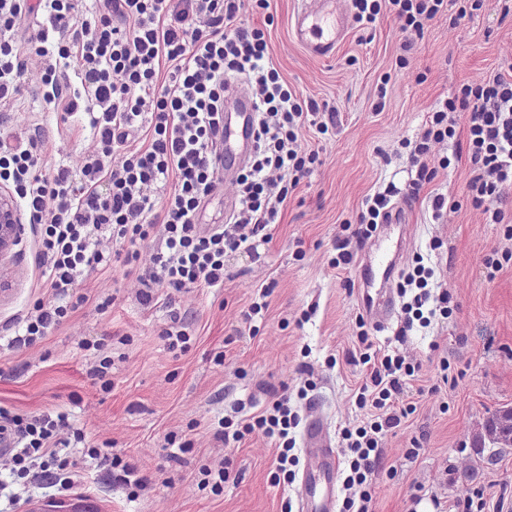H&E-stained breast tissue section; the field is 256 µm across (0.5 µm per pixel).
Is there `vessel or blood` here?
<instances>
[{"label":"vessel or blood","instance_id":"1","mask_svg":"<svg viewBox=\"0 0 512 512\" xmlns=\"http://www.w3.org/2000/svg\"><path fill=\"white\" fill-rule=\"evenodd\" d=\"M350 26L348 16L338 13L334 0H303L292 18L296 42L311 57L326 59L335 55ZM225 104L235 111L224 120V140L220 145V170L228 173L243 164L251 153L256 105L252 98L231 86ZM396 266L393 244L387 232H379L373 260L363 267L362 284L368 292L362 308L373 326L385 329L395 311L388 281ZM304 463L299 478L297 512H335L339 458L329 437V426L320 410H312L303 432Z\"/></svg>","mask_w":512,"mask_h":512}]
</instances>
